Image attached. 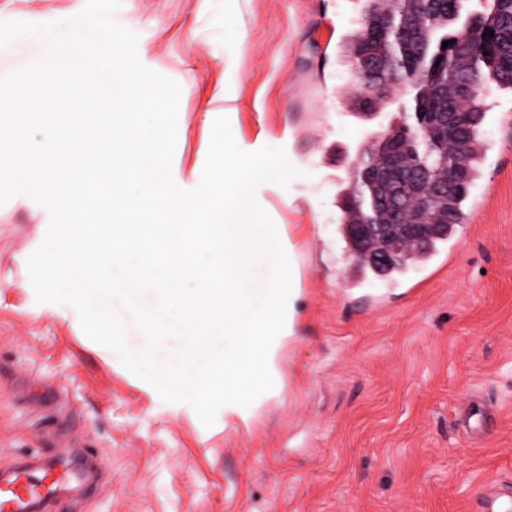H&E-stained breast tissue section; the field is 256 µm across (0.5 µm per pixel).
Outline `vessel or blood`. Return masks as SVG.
Here are the masks:
<instances>
[{
  "mask_svg": "<svg viewBox=\"0 0 512 512\" xmlns=\"http://www.w3.org/2000/svg\"><path fill=\"white\" fill-rule=\"evenodd\" d=\"M68 482L65 472L50 481L30 480L27 467L21 464L0 470V512H45ZM472 512H512V488L489 483L474 501Z\"/></svg>",
  "mask_w": 512,
  "mask_h": 512,
  "instance_id": "obj_1",
  "label": "vessel or blood"
}]
</instances>
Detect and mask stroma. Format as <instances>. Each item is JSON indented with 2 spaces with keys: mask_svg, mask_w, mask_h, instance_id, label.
<instances>
[{
  "mask_svg": "<svg viewBox=\"0 0 512 512\" xmlns=\"http://www.w3.org/2000/svg\"><path fill=\"white\" fill-rule=\"evenodd\" d=\"M115 18L147 45L149 68L194 88L179 106L174 180L193 188L204 169L200 107L219 86L236 97L242 146L285 148L301 170L289 188L256 191L298 241L299 312L253 419L220 412L204 427L88 338L76 311L37 302L26 261L50 216L10 200L0 468L35 457L69 470L75 492L50 512H471L483 486L512 475V91L487 95L469 224L399 285L357 284L337 192L361 155L337 148L413 119L399 85L373 115L349 109L358 0H212L205 12L199 0H137ZM474 400L495 412L475 440L459 420Z\"/></svg>",
  "mask_w": 512,
  "mask_h": 512,
  "instance_id": "stroma-1",
  "label": "stroma"
}]
</instances>
